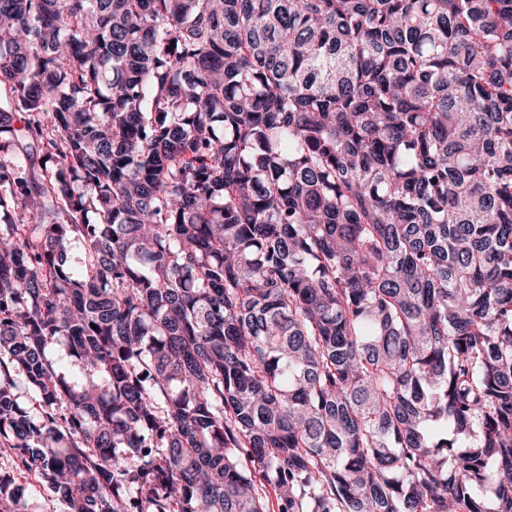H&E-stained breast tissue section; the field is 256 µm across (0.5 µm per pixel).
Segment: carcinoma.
<instances>
[{"label":"carcinoma","mask_w":512,"mask_h":512,"mask_svg":"<svg viewBox=\"0 0 512 512\" xmlns=\"http://www.w3.org/2000/svg\"><path fill=\"white\" fill-rule=\"evenodd\" d=\"M2 21L17 469L67 512H512V0Z\"/></svg>","instance_id":"1"}]
</instances>
